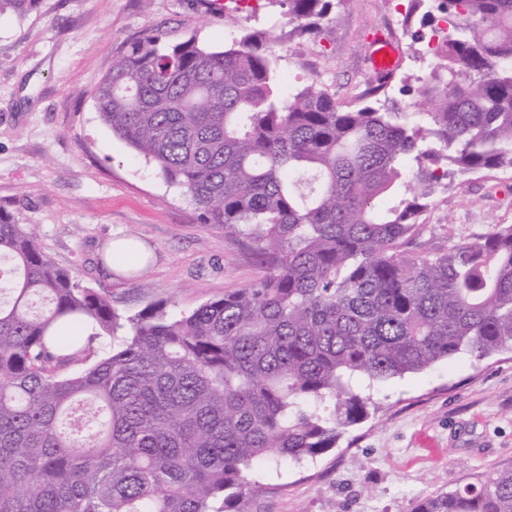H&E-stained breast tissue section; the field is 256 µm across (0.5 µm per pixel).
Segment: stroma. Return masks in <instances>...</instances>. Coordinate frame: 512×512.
Here are the masks:
<instances>
[{
	"label": "stroma",
	"mask_w": 512,
	"mask_h": 512,
	"mask_svg": "<svg viewBox=\"0 0 512 512\" xmlns=\"http://www.w3.org/2000/svg\"><path fill=\"white\" fill-rule=\"evenodd\" d=\"M396 0H344L317 35L285 41L288 0H41L25 19L0 16V208L35 224L44 252L83 286L105 292L120 313L157 302L170 312L258 282L264 268L222 226L205 224L100 120L94 91L127 41L161 29L180 41L199 33L230 42L225 15L281 40L278 73L291 87L318 81L347 103L365 87L374 36L399 39L398 66L379 99L397 112L417 100L428 74L427 42L408 50ZM512 224V178L456 177L406 244L435 253ZM145 245L149 261L133 275L109 270L113 239ZM369 414L337 448L300 463L260 462L274 492L246 512H409L420 497L476 484L512 466V353H463L430 369L374 385Z\"/></svg>",
	"instance_id": "35a3bbf8"
}]
</instances>
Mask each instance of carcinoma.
<instances>
[{"label": "carcinoma", "mask_w": 512, "mask_h": 512, "mask_svg": "<svg viewBox=\"0 0 512 512\" xmlns=\"http://www.w3.org/2000/svg\"><path fill=\"white\" fill-rule=\"evenodd\" d=\"M331 0H289L288 40ZM40 0H0L23 19ZM428 112L285 96L262 30L214 48L151 30L95 90L101 120L265 269L174 314L125 316L0 209V512H244L253 463L337 447L363 387L512 350V224L434 254L403 244L459 174L512 172V0H410ZM120 337L93 359L90 343ZM410 512H512V467Z\"/></svg>", "instance_id": "obj_1"}]
</instances>
